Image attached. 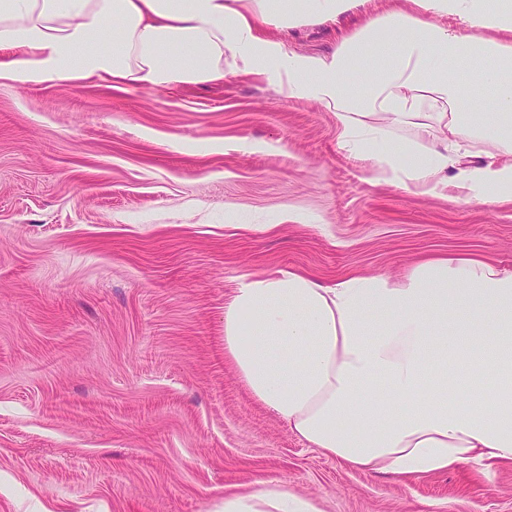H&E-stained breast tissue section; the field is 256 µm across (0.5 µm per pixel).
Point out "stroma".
Segmentation results:
<instances>
[{"mask_svg":"<svg viewBox=\"0 0 512 512\" xmlns=\"http://www.w3.org/2000/svg\"><path fill=\"white\" fill-rule=\"evenodd\" d=\"M356 21L289 43L327 53ZM337 142L333 112L264 78L0 82V512H221L271 480L322 512H512V460L354 469L224 356L245 273L332 284L448 254L512 269V200L378 183Z\"/></svg>","mask_w":512,"mask_h":512,"instance_id":"35a3bbf8","label":"stroma"}]
</instances>
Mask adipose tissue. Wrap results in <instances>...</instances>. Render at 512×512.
<instances>
[{
    "label": "adipose tissue",
    "instance_id": "1",
    "mask_svg": "<svg viewBox=\"0 0 512 512\" xmlns=\"http://www.w3.org/2000/svg\"><path fill=\"white\" fill-rule=\"evenodd\" d=\"M0 0V80L169 89L275 80L334 113L338 147L375 180L512 199V0ZM359 12L327 55L291 30ZM361 83H354L358 72ZM488 89L479 98L474 88ZM224 355L300 439L390 475L512 460V270L473 255L328 286L243 274ZM223 512H321L281 484Z\"/></svg>",
    "mask_w": 512,
    "mask_h": 512
}]
</instances>
